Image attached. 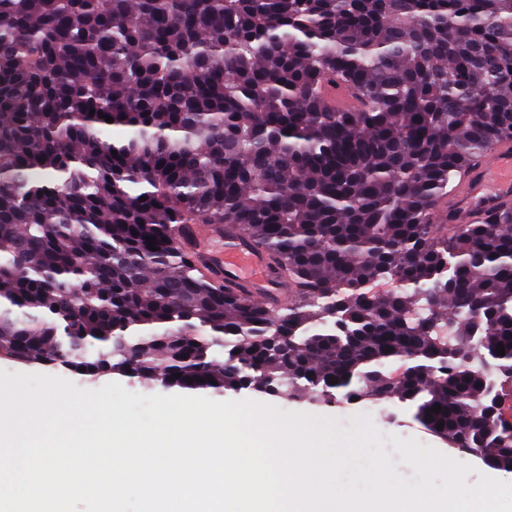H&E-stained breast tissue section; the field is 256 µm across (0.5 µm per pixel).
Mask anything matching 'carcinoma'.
<instances>
[{"mask_svg": "<svg viewBox=\"0 0 512 512\" xmlns=\"http://www.w3.org/2000/svg\"><path fill=\"white\" fill-rule=\"evenodd\" d=\"M504 143L512 0H0V356L396 398L510 472L512 201L431 222ZM192 224L243 232L295 299L206 274Z\"/></svg>", "mask_w": 512, "mask_h": 512, "instance_id": "carcinoma-1", "label": "carcinoma"}]
</instances>
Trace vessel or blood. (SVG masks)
I'll return each instance as SVG.
<instances>
[{"instance_id": "obj_1", "label": "vessel or blood", "mask_w": 512, "mask_h": 512, "mask_svg": "<svg viewBox=\"0 0 512 512\" xmlns=\"http://www.w3.org/2000/svg\"><path fill=\"white\" fill-rule=\"evenodd\" d=\"M512 200V147L502 145L488 155L472 161L449 209L435 212L439 224L447 221L473 222L487 219L497 206ZM235 241L224 254V281L240 289L245 299L265 307L287 303L288 290L274 287V274L263 249L239 231H232Z\"/></svg>"}]
</instances>
